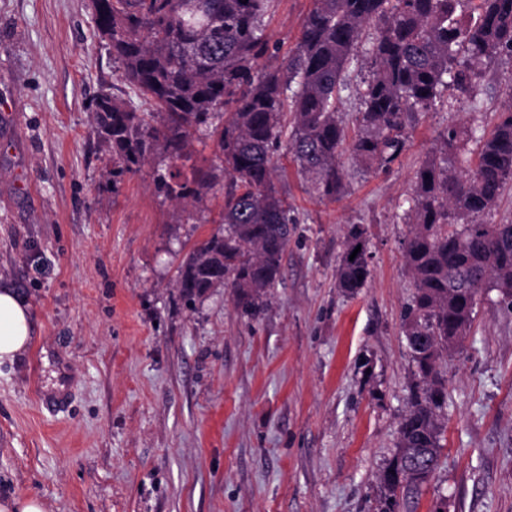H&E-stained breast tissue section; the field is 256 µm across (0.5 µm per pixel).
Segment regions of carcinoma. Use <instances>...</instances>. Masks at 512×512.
<instances>
[{
  "mask_svg": "<svg viewBox=\"0 0 512 512\" xmlns=\"http://www.w3.org/2000/svg\"><path fill=\"white\" fill-rule=\"evenodd\" d=\"M467 2L313 0L295 48L283 57L263 37L274 0H112V11L92 14L120 79L153 105L140 112L108 93L97 97L95 120L112 143V175L136 172L159 154L168 160L156 179L165 197L199 202L224 188L219 228L177 268L187 307L229 288L237 305L256 312L280 284L294 230L273 178L281 142L309 192L336 201L345 191L344 145L367 168L389 167L443 89L470 93L493 60L512 57V0H479L477 17L464 21ZM368 27L371 70L360 91L358 134L348 144L339 109L344 74ZM265 58L275 62L255 69ZM203 137L214 142V158L188 177L178 161ZM511 180L512 100L488 133L448 125L415 172L403 242L413 293L403 328L416 381L397 450L380 475L379 512H413L438 468L448 399L443 361L457 350L448 337L461 323L473 327L483 290L497 291L512 309V223L489 220ZM368 245L365 229L348 230L336 272L346 294L367 283Z\"/></svg>",
  "mask_w": 512,
  "mask_h": 512,
  "instance_id": "cac0c4a2",
  "label": "carcinoma"
}]
</instances>
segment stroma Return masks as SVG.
<instances>
[{
	"instance_id": "stroma-1",
	"label": "stroma",
	"mask_w": 512,
	"mask_h": 512,
	"mask_svg": "<svg viewBox=\"0 0 512 512\" xmlns=\"http://www.w3.org/2000/svg\"><path fill=\"white\" fill-rule=\"evenodd\" d=\"M312 0H277L265 35L294 49ZM512 88L502 57L471 96L442 98L385 169L343 155L346 192L311 196L277 172L296 221L282 283L257 314L217 288L186 308L183 257L216 229L224 191L182 213L155 188L164 163L112 177L93 119L121 82L88 0H0V285L33 324L0 365V497L47 512H377L414 366L402 332L413 176L449 123L492 124ZM370 277L336 286L351 225ZM439 468L417 496L448 512H512V311L480 293L448 357ZM1 512H46L43 502L35 496H11L0 500Z\"/></svg>"
}]
</instances>
